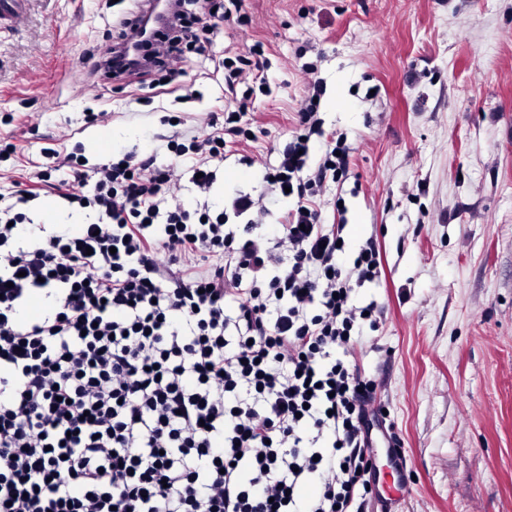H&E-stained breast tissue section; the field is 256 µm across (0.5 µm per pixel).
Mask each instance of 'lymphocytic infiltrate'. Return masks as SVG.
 <instances>
[{"instance_id": "f902f5d3", "label": "lymphocytic infiltrate", "mask_w": 512, "mask_h": 512, "mask_svg": "<svg viewBox=\"0 0 512 512\" xmlns=\"http://www.w3.org/2000/svg\"><path fill=\"white\" fill-rule=\"evenodd\" d=\"M164 22L140 40L142 20L90 72L105 78L156 74L204 54L217 25L188 12L221 0H173ZM250 57L225 58L224 113L200 137L174 133L167 149L192 159L209 193L229 144L249 139L251 96L238 85ZM268 168L267 186L294 205L279 235L237 237L224 213L189 210L170 192L173 166L126 153L96 170L73 155L54 194L97 222L46 239L27 237L35 189L0 206V512H363L374 497L372 400L346 360L356 330L376 329L375 304L357 287L381 274L375 238L350 266L338 262L343 227L324 224L315 192L348 170L344 136L317 162L316 105ZM218 264L183 278L194 256ZM50 302L33 320L34 294ZM319 490L301 500L300 489Z\"/></svg>"}]
</instances>
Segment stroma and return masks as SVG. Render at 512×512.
<instances>
[{"instance_id": "35a3bbf8", "label": "stroma", "mask_w": 512, "mask_h": 512, "mask_svg": "<svg viewBox=\"0 0 512 512\" xmlns=\"http://www.w3.org/2000/svg\"><path fill=\"white\" fill-rule=\"evenodd\" d=\"M149 2L27 0L0 29V146L12 147L0 193L70 152L90 166L126 152L170 164L169 117L206 135L224 107L219 60L262 43L270 90L252 96L254 141L215 164L207 196L182 178V201L218 212L265 195L275 146L321 86L310 158L340 133L352 148L347 175L319 192L321 221L343 225L349 261L376 238L382 264L355 294L382 323L349 360L373 384L402 462L384 465L373 430L381 498L369 512L399 491L395 512H512V0H246L248 23L225 22L207 54L183 62L185 99L97 83L83 65ZM104 132L105 154L94 147ZM27 215L48 234L90 219L46 191Z\"/></svg>"}]
</instances>
